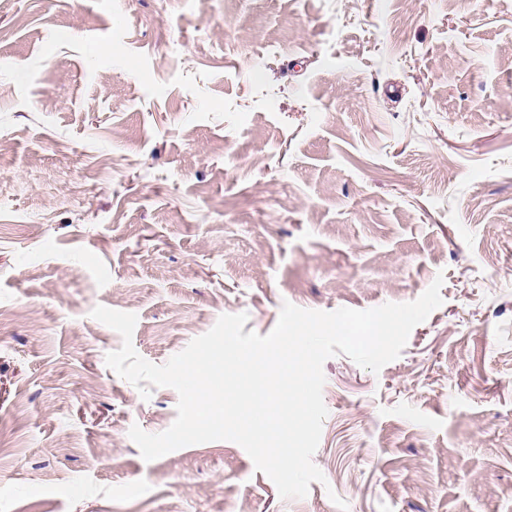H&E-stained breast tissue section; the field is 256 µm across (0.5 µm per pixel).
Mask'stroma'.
I'll list each match as a JSON object with an SVG mask.
<instances>
[{
  "label": "stroma",
  "mask_w": 512,
  "mask_h": 512,
  "mask_svg": "<svg viewBox=\"0 0 512 512\" xmlns=\"http://www.w3.org/2000/svg\"><path fill=\"white\" fill-rule=\"evenodd\" d=\"M442 305L323 365L281 498L105 363L224 314ZM84 484V496L70 494ZM512 512V0H0V512Z\"/></svg>",
  "instance_id": "obj_1"
}]
</instances>
